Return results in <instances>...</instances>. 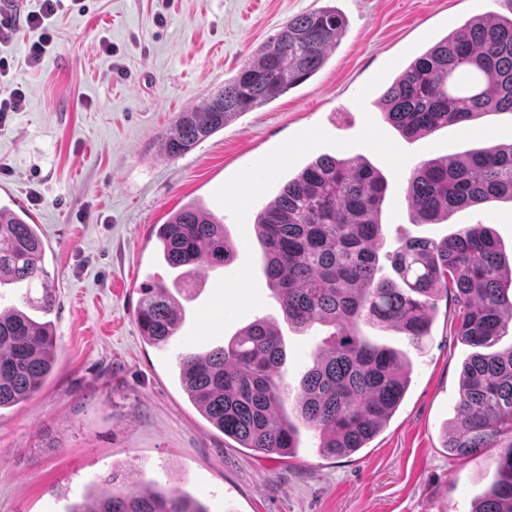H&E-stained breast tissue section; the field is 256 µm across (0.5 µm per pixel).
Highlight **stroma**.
Listing matches in <instances>:
<instances>
[{
    "label": "stroma",
    "mask_w": 512,
    "mask_h": 512,
    "mask_svg": "<svg viewBox=\"0 0 512 512\" xmlns=\"http://www.w3.org/2000/svg\"><path fill=\"white\" fill-rule=\"evenodd\" d=\"M39 0L5 5L18 26L0 44L22 86V111L0 120V203L40 226L54 285L56 363L31 399L0 413V512H66L112 468L130 481L179 486L210 512H470L490 483L493 456L442 446L469 355L441 299L399 410L350 458L327 459L303 432L296 457L272 460L229 447L189 403L178 356L224 345L258 318L285 343L280 376L298 390L328 327H289L267 284L254 217L279 178L324 153L362 155L388 181L386 249L406 237L440 239L467 224L493 228L512 254V203L460 210L445 224L412 223L405 181L418 163L512 142V114L409 141L383 122L379 90L412 57L469 17L504 13L501 0H85L53 19L38 64ZM325 5L347 26L324 67L273 102L242 113L185 155L158 143L179 112L223 87L290 18ZM198 201L223 217L238 246L233 277L202 269L184 301L179 336L157 349L136 312L145 284L171 282L156 262L153 225Z\"/></svg>",
    "instance_id": "obj_1"
}]
</instances>
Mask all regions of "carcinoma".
Here are the masks:
<instances>
[{
  "label": "carcinoma",
  "mask_w": 512,
  "mask_h": 512,
  "mask_svg": "<svg viewBox=\"0 0 512 512\" xmlns=\"http://www.w3.org/2000/svg\"><path fill=\"white\" fill-rule=\"evenodd\" d=\"M508 14L469 18L415 56L378 98L381 115L415 140L448 126H469L486 114L512 113V0ZM346 28L333 6L290 20L224 87L181 112L161 139L177 158L235 116L266 105L304 83L325 64ZM387 181L367 158L321 154L283 183L256 214L255 233L269 288L289 325L333 327L303 375L292 410L279 368V329L265 319L241 328L227 344L188 352L177 378L189 402L214 428L270 459L297 454L301 430L319 439L326 458L367 447L389 423L412 381L407 352L377 344L365 324L424 347L437 301L451 296L456 335L472 349L462 364L459 399L445 447L459 457L497 449L494 478L471 512H512V348L495 351L512 327V260L492 229L472 224L441 240L414 237L386 253L394 276L379 277L381 214ZM405 199L415 224H440L455 212L512 202V144L440 155L413 168ZM31 214L0 205V288L37 281L41 297L0 309V411L25 402L48 379L56 356L55 295L45 247ZM172 286L141 289L137 322L151 346L167 345L183 322L175 293L194 289L199 268L228 269L236 253L224 221L189 203L153 227ZM104 488L69 512H210L178 486L127 485L114 469Z\"/></svg>",
  "instance_id": "cac0c4a2"
}]
</instances>
